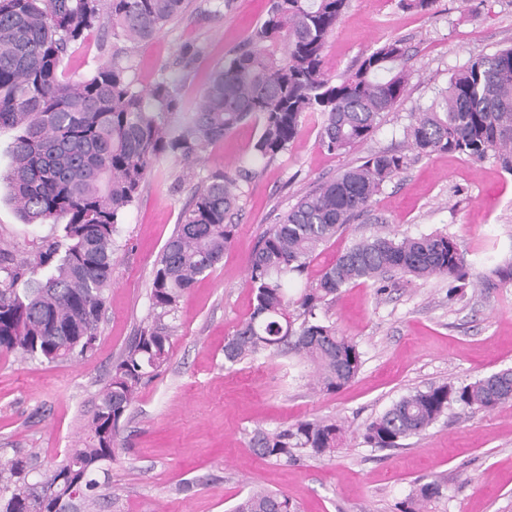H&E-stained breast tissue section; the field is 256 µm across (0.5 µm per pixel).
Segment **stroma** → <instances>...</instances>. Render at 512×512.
I'll use <instances>...</instances> for the list:
<instances>
[{"label":"stroma","mask_w":512,"mask_h":512,"mask_svg":"<svg viewBox=\"0 0 512 512\" xmlns=\"http://www.w3.org/2000/svg\"><path fill=\"white\" fill-rule=\"evenodd\" d=\"M267 3L233 0L232 9L216 12L211 0H186L178 17L132 50L139 88L149 89L165 70L182 75L183 98L195 103L214 69L262 21ZM394 40L409 55L407 92L371 139L332 154L309 120L287 152L256 163L233 217L231 246L181 300L169 359L120 425V451L108 466L120 498L102 512H229L257 487L287 493L300 512H398L413 486L433 480L443 486L433 512H512V402L449 411L400 448L363 439L373 418L413 390L512 368V286L481 279L512 258V172L458 153L413 155L404 137L412 113L428 108L458 67L512 45V0H433L423 13L398 0H351L328 40L324 68L345 75ZM187 47L200 50L188 66L181 59ZM111 60L105 30L66 60L65 73L76 79ZM258 133L257 122L243 123L196 162L169 157L148 176L119 226L112 287L91 353L49 362L0 352V463L25 456L40 474L83 447L113 363L150 318L153 268L182 211L210 174L251 160ZM383 148L409 154L407 167L374 196L369 215L318 249L310 279L360 238L445 232L478 284L453 298L441 278H403L382 293L368 284L342 289L321 317L358 344L364 363L334 394L315 391L308 371L289 356L225 364L228 337L253 310L248 264L263 232L316 184ZM47 232L22 224L0 200V238L19 254ZM316 418L344 428L332 456L281 465L249 446L255 428Z\"/></svg>","instance_id":"stroma-1"}]
</instances>
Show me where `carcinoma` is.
Masks as SVG:
<instances>
[{"label": "carcinoma", "instance_id": "carcinoma-1", "mask_svg": "<svg viewBox=\"0 0 512 512\" xmlns=\"http://www.w3.org/2000/svg\"><path fill=\"white\" fill-rule=\"evenodd\" d=\"M350 0H270L245 45L213 71L192 106L180 79L165 71L147 92L132 76L128 46L153 39L179 15L185 0H0V184L25 224H49L38 247L20 255L0 244V350L49 362L94 348L112 284L118 225L156 164L173 155L189 164L240 124H260L257 159L288 151L303 122L320 125L324 147L346 152L367 141L405 96V52L388 42L339 81L323 68V53ZM110 25L112 62L78 81L61 70L69 52ZM285 41L278 57L271 47ZM405 136L419 155L457 152L476 161L490 156L512 171V46L478 56L456 70L427 109L411 115ZM408 157L371 152L356 166L304 194L261 237L249 264L255 304L224 346L235 365L293 354L313 369L321 392L336 393L362 367L356 343L318 319L343 288L369 283L380 290L396 275L466 282L457 244L444 233L377 236L355 242L298 296L290 281L307 275L325 243L368 212L371 199L406 167ZM253 170L213 173L195 191L153 269L151 324L112 368L89 424L91 443L54 467L57 496L81 490L79 512L118 498L105 493V457L115 460L118 427L144 380L167 362L174 316L194 283L207 276L231 245L237 191ZM512 285V261L482 276ZM512 402V368L464 386H430L401 397L365 428L374 448L433 425L454 405L492 410ZM343 427L313 419L285 428L253 430L249 445L263 459L288 463L301 452H334ZM27 461L0 466V512H51L28 480ZM441 495L437 481L415 487L399 512H427ZM231 512H298L285 493L250 491Z\"/></svg>", "mask_w": 512, "mask_h": 512}]
</instances>
